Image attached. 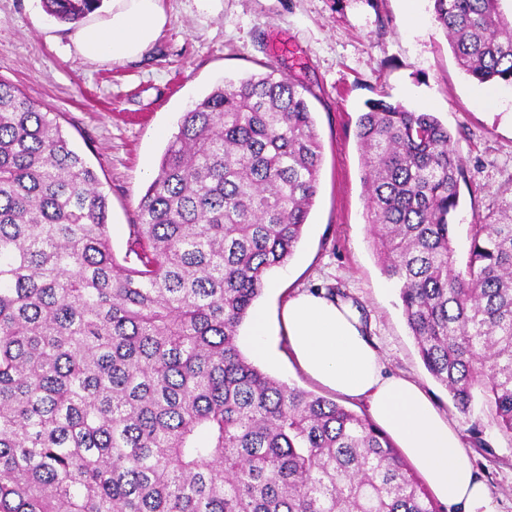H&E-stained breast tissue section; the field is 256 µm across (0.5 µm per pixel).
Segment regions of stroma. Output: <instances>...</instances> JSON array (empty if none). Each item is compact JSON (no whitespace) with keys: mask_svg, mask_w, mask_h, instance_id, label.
I'll list each match as a JSON object with an SVG mask.
<instances>
[{"mask_svg":"<svg viewBox=\"0 0 512 512\" xmlns=\"http://www.w3.org/2000/svg\"><path fill=\"white\" fill-rule=\"evenodd\" d=\"M167 22L140 58L88 59L76 25L48 16L41 0H0V78L57 113L96 172L110 203L109 234L124 261L131 224L181 113L227 79L277 70L310 89L322 145L318 192L291 260L270 276L257 307L277 317L300 290L337 288L369 326L390 375L418 382L457 426L500 512H512V437L475 401L453 405L425 369L403 315L399 288L381 271L366 223L356 121L368 100L388 97L434 113L457 134L464 160L456 222L459 250L470 224L512 200V87L471 81L432 15L431 0H163ZM269 375L319 395L287 338L271 339Z\"/></svg>","mask_w":512,"mask_h":512,"instance_id":"stroma-1","label":"stroma"}]
</instances>
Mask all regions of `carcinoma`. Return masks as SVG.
<instances>
[{
    "mask_svg": "<svg viewBox=\"0 0 512 512\" xmlns=\"http://www.w3.org/2000/svg\"><path fill=\"white\" fill-rule=\"evenodd\" d=\"M102 2L43 6L73 23ZM432 2L458 66L512 86V0ZM305 92L272 70L183 112L127 266L93 169L0 78V512H439L369 419L237 345L317 194ZM356 137L366 222L426 369L512 437V202L470 225L459 267L453 133L372 99Z\"/></svg>",
    "mask_w": 512,
    "mask_h": 512,
    "instance_id": "obj_1",
    "label": "carcinoma"
}]
</instances>
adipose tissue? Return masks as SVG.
<instances>
[{
	"label": "adipose tissue",
	"mask_w": 512,
	"mask_h": 512,
	"mask_svg": "<svg viewBox=\"0 0 512 512\" xmlns=\"http://www.w3.org/2000/svg\"><path fill=\"white\" fill-rule=\"evenodd\" d=\"M166 20L162 0H112L103 25L76 32V48L90 59L138 57L156 42ZM280 322L298 368L338 395L367 402L373 421L436 500L452 512H498L452 421L413 379L383 376L381 358L352 301L304 290L288 298Z\"/></svg>",
	"instance_id": "adipose-tissue-1"
}]
</instances>
